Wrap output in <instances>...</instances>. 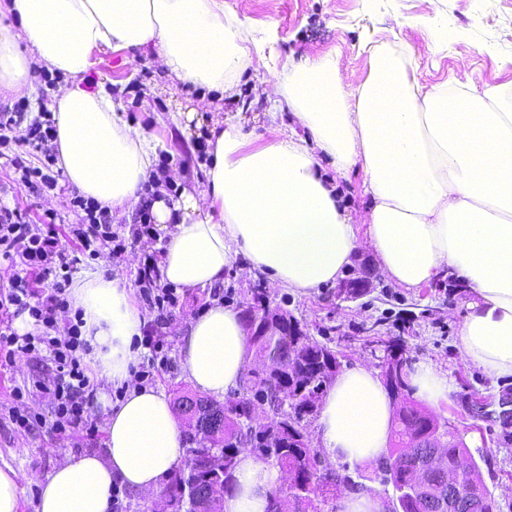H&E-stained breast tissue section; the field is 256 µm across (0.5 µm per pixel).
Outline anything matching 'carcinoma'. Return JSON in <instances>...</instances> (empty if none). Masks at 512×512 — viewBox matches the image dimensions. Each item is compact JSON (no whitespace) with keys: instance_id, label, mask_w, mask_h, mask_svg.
I'll return each instance as SVG.
<instances>
[{"instance_id":"carcinoma-1","label":"carcinoma","mask_w":512,"mask_h":512,"mask_svg":"<svg viewBox=\"0 0 512 512\" xmlns=\"http://www.w3.org/2000/svg\"><path fill=\"white\" fill-rule=\"evenodd\" d=\"M267 306L269 301L264 290L260 287L254 288L252 301L246 303L242 310V320L257 358L267 357L275 348L283 360L282 370L273 375L250 372L249 376L258 380L259 388L235 403L219 406L223 410V424L218 427V431L206 433L204 439L210 448L224 454V493L234 490L237 458L240 453L249 451L281 471L286 469L292 472L295 489L316 495L321 491V485L315 479V450L302 444L299 435L317 413V407L309 405L308 393L329 386L332 378L327 376L326 371L329 364L336 363V351L305 332L299 336H274V326L271 325V335H265L255 325V320ZM300 357L305 358L306 371L288 373V362ZM407 377L408 374L405 373L403 379L398 381L404 394L401 398L402 404L396 407L394 449L379 462V467L390 474L393 494L399 496V512H448L446 507L434 510L420 499L402 492L411 479L417 461L426 452L424 448H411V444L434 434L435 429L429 428V424L437 422L435 415L410 399L407 394L410 390ZM285 385L288 386L291 396L286 404L279 400V392ZM262 402L268 403L277 415L280 431L275 438L267 436L265 431L259 429L246 435L239 422V417L245 413V406ZM443 452L446 465L458 470L463 481H469L470 474L478 468V463L452 431L448 432V446ZM211 483L213 479L207 469L194 460L186 462L183 469L170 476L164 488L172 512H195V495ZM271 500L278 501L280 508L276 511L271 509L269 512H301L285 488H275Z\"/></svg>"}]
</instances>
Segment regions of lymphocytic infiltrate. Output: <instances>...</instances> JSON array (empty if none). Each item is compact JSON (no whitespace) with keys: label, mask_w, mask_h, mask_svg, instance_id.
I'll list each match as a JSON object with an SVG mask.
<instances>
[{"label":"lymphocytic infiltrate","mask_w":512,"mask_h":512,"mask_svg":"<svg viewBox=\"0 0 512 512\" xmlns=\"http://www.w3.org/2000/svg\"><path fill=\"white\" fill-rule=\"evenodd\" d=\"M21 119L18 111L0 113V148L8 150L20 143L29 145L36 152V159L18 155L11 160L18 184L32 190L55 188L57 182L49 173L56 161L51 146L55 125L49 119H36L19 136L15 129ZM69 207L79 216L78 223L68 227L79 254L93 260L104 252L117 257L125 251L127 236L114 229L111 213L93 199L77 193L71 195ZM0 257L8 260L14 269L6 290H0V364L10 365L19 353H48L57 376L50 383L35 378L31 388L49 392L54 399L52 431L57 434L78 428L95 431V423L88 419L95 389L84 362L90 348L81 339L82 314L71 311L67 300L73 260L59 245L55 214L46 213L29 222L23 219L20 208L1 204ZM136 282L144 301L156 307L160 314H172L177 298L171 288L162 285L154 258H146L138 268ZM23 314L33 319L39 334L21 336L13 331L14 318Z\"/></svg>","instance_id":"lymphocytic-infiltrate-1"}]
</instances>
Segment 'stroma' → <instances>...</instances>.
Wrapping results in <instances>:
<instances>
[{
	"label": "stroma",
	"instance_id": "stroma-1",
	"mask_svg": "<svg viewBox=\"0 0 512 512\" xmlns=\"http://www.w3.org/2000/svg\"><path fill=\"white\" fill-rule=\"evenodd\" d=\"M224 12L249 24L250 35L266 59L265 66L240 83L241 96L249 101L247 110L209 97L200 113L201 126L186 132L175 115L198 96L170 86L157 59L129 63L123 54L101 52L93 55L87 72L92 82L123 84L122 117L159 142L157 163L166 171L174 196L185 190L205 191L204 161L198 158L195 145L206 141L215 120L237 126L255 147L273 141L277 131L294 127L291 113L282 112L273 119L266 114V93L275 82L277 67L287 59L336 56L345 81L355 84L368 73L370 47L384 46L408 57L409 73L423 90L442 84L478 89L491 85L500 87L504 101L512 103V0H224ZM362 183L363 172L358 167L336 179L339 206L359 225L366 223L370 203ZM73 191L62 176L55 189L29 191L15 182L11 166L0 158V204L19 205L27 219L54 212L62 224L76 223L75 214L66 206ZM165 245L166 237L159 231L128 245L121 256L81 259L72 276L78 279L87 272L101 271L132 288L145 258H161ZM358 257L370 271L373 286L348 301L337 300L332 284L308 295L272 285L262 273L250 270L244 258H237L224 276V304L242 310L259 285L273 303L306 324L314 340L339 351L343 368L359 363L376 366L370 339L363 333L371 325L382 338L400 344L410 362L428 361L447 373L456 390L436 415L451 423L475 457L483 483L495 498L496 512H512V443H503L499 428L476 427L461 408L464 395H496L502 388H512V377L492 376L464 361L455 339L466 312L465 299L449 291L442 280L417 289L397 285L383 274L369 247H362ZM177 295L179 305L161 330L169 362L151 382L170 396L190 387L180 368L178 335L211 300L207 288L181 289ZM38 373L51 375L50 362L25 354L16 355L12 367L0 368V467L11 466L22 475L20 512H34L35 476L67 455L102 451L106 441L101 428L104 416L97 409L89 411L90 419L100 425L96 434L79 429L59 436L48 426L53 412L50 394L15 401L14 391ZM14 407L36 415L37 424L29 430L19 428L10 417ZM322 465L335 470L343 484L335 495L320 502V512H340L345 493L383 491L373 468L327 458Z\"/></svg>",
	"mask_w": 512,
	"mask_h": 512
}]
</instances>
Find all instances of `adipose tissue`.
<instances>
[{"instance_id":"adipose-tissue-1","label":"adipose tissue","mask_w":512,"mask_h":512,"mask_svg":"<svg viewBox=\"0 0 512 512\" xmlns=\"http://www.w3.org/2000/svg\"><path fill=\"white\" fill-rule=\"evenodd\" d=\"M156 56L168 77L201 94L238 101L255 58L224 0H0V94L26 90L32 69L59 80L51 110L57 167L108 211L149 210L168 236L163 282L217 288L236 255L271 284L307 295L342 279L361 245L407 289L445 276L467 285L457 345L465 361L512 376V105L492 87L421 92L407 57L370 54L359 84L345 83L335 56L283 65L270 113L292 112L300 129L250 147L235 126L208 133L207 188L171 200L161 190L157 145L128 124L120 105L85 75L94 54ZM364 173L371 198L366 232L350 223L319 160ZM159 191L147 195L146 186ZM70 302L82 312L104 454L69 455L37 481L35 512H112V486L157 494L184 453L181 421L164 390L133 384L146 317L132 291L101 272L78 279ZM181 371L200 393L236 389L252 350L236 310L213 301L179 337ZM409 380L429 408L455 386L433 364ZM124 388L111 402L108 388ZM393 403L376 372L338 374L321 399L316 439L332 459L376 464L386 455ZM224 512H267L278 474L249 452L238 457Z\"/></svg>"}]
</instances>
